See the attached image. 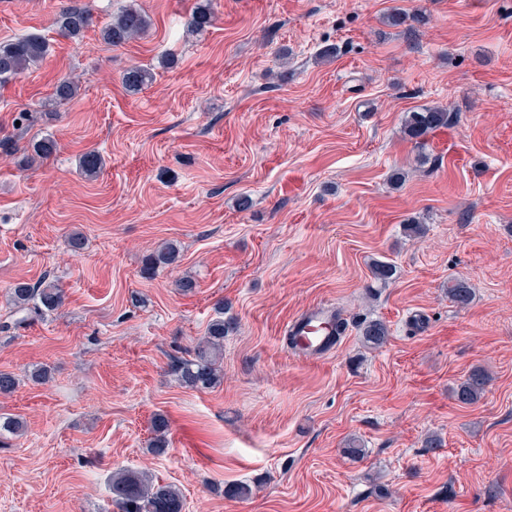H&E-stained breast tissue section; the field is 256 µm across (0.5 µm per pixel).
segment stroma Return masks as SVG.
Listing matches in <instances>:
<instances>
[{"instance_id":"obj_1","label":"stroma","mask_w":512,"mask_h":512,"mask_svg":"<svg viewBox=\"0 0 512 512\" xmlns=\"http://www.w3.org/2000/svg\"><path fill=\"white\" fill-rule=\"evenodd\" d=\"M196 2L0 0V41L52 45L0 87V370L21 379L0 416L24 424L0 445V512H113L119 469L177 487L184 512H512V0H210L215 22L191 35ZM75 3L91 22L71 39L53 21ZM130 5L149 30L105 44ZM395 8L422 23L392 25ZM135 63L154 80L131 93ZM66 77L78 95L54 103ZM437 105L454 123L404 138L405 114ZM167 243L178 262L143 275ZM376 260L396 267L386 285ZM46 275L61 307L20 322L10 288ZM219 304L237 322L223 378L183 387L174 366ZM320 304L345 334L293 355L289 321ZM370 320L390 329L381 347L360 334ZM476 367L489 388L460 403ZM235 484L251 495L226 496Z\"/></svg>"}]
</instances>
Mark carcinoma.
I'll return each instance as SVG.
<instances>
[{
    "label": "carcinoma",
    "instance_id": "1",
    "mask_svg": "<svg viewBox=\"0 0 512 512\" xmlns=\"http://www.w3.org/2000/svg\"><path fill=\"white\" fill-rule=\"evenodd\" d=\"M91 20L89 10L84 7L68 6L55 18L58 31L70 38H78ZM213 22V14L205 5L195 7L189 20L190 31H202ZM150 26L147 14L137 7H129L117 14L110 23L101 29V39L112 45H123L141 35ZM50 42L38 34L19 37L0 42V85L11 82L29 67L39 63L50 52ZM152 79L150 69L133 66L123 75V83L133 92H139ZM454 114L445 107L432 106L418 111L408 112L403 122L404 136L423 145L436 130L453 123ZM81 171L87 176L97 175L103 167L101 156L95 151L84 153L79 161ZM179 251L173 244H167L148 256L144 272L150 274L160 267L173 264ZM375 282L385 285L393 279L395 266L389 262L376 260L371 265ZM448 295L459 306L468 305L472 291L464 280H454L448 286ZM62 290L54 280L43 279L31 285L19 282L10 290L9 301L14 308L29 311L36 316L45 317L56 311L62 304ZM234 330V323L224 320V306H218V316L209 324L208 336L197 347L194 357L180 360L176 367L178 382L187 388L206 390L212 388L218 380L215 354L219 352L226 336ZM361 336L372 347L384 344L389 336L385 323L372 320L363 323ZM490 377L482 368H475L458 385L455 396L463 404L478 401L489 386ZM168 424L158 418L154 422V438L151 448L154 453L162 454L168 446ZM114 504L118 512H183L182 494L171 485L156 484L143 472L120 470L112 475Z\"/></svg>",
    "mask_w": 512,
    "mask_h": 512
}]
</instances>
